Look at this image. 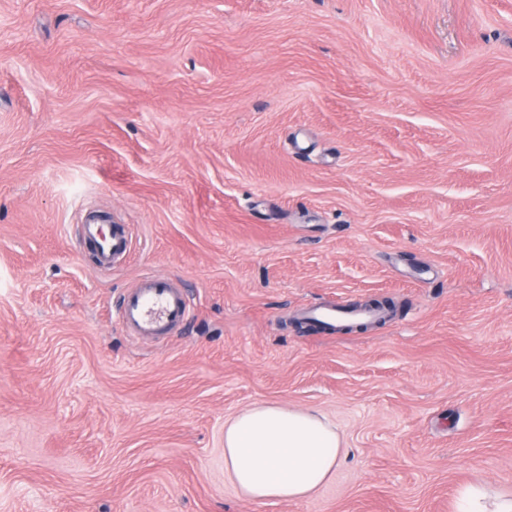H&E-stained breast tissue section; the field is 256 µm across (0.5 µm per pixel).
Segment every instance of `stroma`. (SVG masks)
I'll return each instance as SVG.
<instances>
[{
  "label": "stroma",
  "instance_id": "obj_1",
  "mask_svg": "<svg viewBox=\"0 0 512 512\" xmlns=\"http://www.w3.org/2000/svg\"><path fill=\"white\" fill-rule=\"evenodd\" d=\"M123 225L112 267L86 211ZM189 318L115 320L141 277ZM390 299L364 333L306 308ZM312 409L300 501L224 424ZM512 495V0H0V512H453ZM344 442L322 414L257 404L224 424V470L252 501H298L336 471ZM512 498L493 495L486 487L470 485L460 492L455 512H511Z\"/></svg>",
  "mask_w": 512,
  "mask_h": 512
}]
</instances>
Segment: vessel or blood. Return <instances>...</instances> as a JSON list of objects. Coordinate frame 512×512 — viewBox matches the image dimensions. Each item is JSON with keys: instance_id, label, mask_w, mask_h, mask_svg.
Instances as JSON below:
<instances>
[{"instance_id": "1", "label": "vessel or blood", "mask_w": 512, "mask_h": 512, "mask_svg": "<svg viewBox=\"0 0 512 512\" xmlns=\"http://www.w3.org/2000/svg\"><path fill=\"white\" fill-rule=\"evenodd\" d=\"M87 236L97 244L101 263L107 264L118 253L124 252L129 240L120 234L101 235L98 224L85 226ZM124 326L142 336H162L182 323L187 316L186 299L168 281L147 277L128 295L120 308ZM309 318L335 326L355 320H369L370 312H342L333 307H316L309 311Z\"/></svg>"}]
</instances>
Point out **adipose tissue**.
Instances as JSON below:
<instances>
[{
	"label": "adipose tissue",
	"instance_id": "adipose-tissue-1",
	"mask_svg": "<svg viewBox=\"0 0 512 512\" xmlns=\"http://www.w3.org/2000/svg\"><path fill=\"white\" fill-rule=\"evenodd\" d=\"M344 442L322 414L257 404L224 424V469L250 500L298 501L340 464Z\"/></svg>",
	"mask_w": 512,
	"mask_h": 512
}]
</instances>
